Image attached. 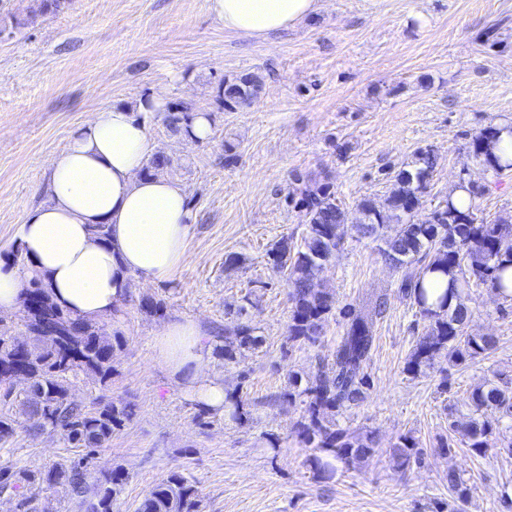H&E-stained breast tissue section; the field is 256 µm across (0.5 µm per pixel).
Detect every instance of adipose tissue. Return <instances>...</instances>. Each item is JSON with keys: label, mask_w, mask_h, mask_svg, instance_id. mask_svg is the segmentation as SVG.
Returning a JSON list of instances; mask_svg holds the SVG:
<instances>
[{"label": "adipose tissue", "mask_w": 512, "mask_h": 512, "mask_svg": "<svg viewBox=\"0 0 512 512\" xmlns=\"http://www.w3.org/2000/svg\"><path fill=\"white\" fill-rule=\"evenodd\" d=\"M225 30L266 37L314 14L318 0H207ZM164 90L135 106L112 104L92 113L48 168L49 201L20 226L25 269H0V315L20 309L31 274H39L53 299L80 316L114 318L131 286L172 280L187 259L195 215L178 181L145 167L156 144L149 114L164 111ZM107 225L108 239L94 228ZM203 329L192 319L168 321L154 338L159 358L205 408L223 412V380L203 372Z\"/></svg>", "instance_id": "ef3b65f1"}]
</instances>
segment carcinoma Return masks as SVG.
<instances>
[{
  "instance_id": "carcinoma-1",
  "label": "carcinoma",
  "mask_w": 512,
  "mask_h": 512,
  "mask_svg": "<svg viewBox=\"0 0 512 512\" xmlns=\"http://www.w3.org/2000/svg\"><path fill=\"white\" fill-rule=\"evenodd\" d=\"M260 89L261 78L255 73L225 79L220 85V103L230 112L248 107ZM196 111L194 102L180 101L168 107L163 121L170 132L179 134ZM497 134L494 125L480 130L471 139L470 152L485 168L500 174L512 171V161H503L492 152L491 143ZM437 164L434 149L419 148L413 160L391 179L384 208L367 198L357 204V231L382 243L379 251L385 261L401 271L400 292L424 321V332L405 366L413 376L440 358L460 367L496 349L493 336L464 334L471 316L467 293L471 285L488 283L497 295L512 301V224L503 217L489 220L482 215L476 199L484 190L462 184L460 188L471 197L467 209L456 208L447 198L433 209L435 221L415 222ZM289 197L296 200L305 233L298 246L286 237L280 238L268 255L273 267L286 276L291 304L287 342L291 350L316 344L328 315L335 309V296L321 287L320 273L336 259L349 217L327 174L294 175ZM389 224L395 225L394 234L386 236L383 229ZM433 273L450 277L451 283L441 295L435 294L425 280ZM451 298L456 299L453 308L448 306ZM386 310L387 297L380 293L369 297L366 305L346 310L343 333L330 361L319 363L305 387L294 378L279 396L282 403L301 405L297 438L310 450L307 462L325 479L333 478L338 463L350 466L378 453L379 443L373 432L340 428L336 417L365 399L375 325ZM20 320L29 335L27 341L18 340L11 328L0 324V370L22 369L29 385L20 411L0 414V440H7L19 429L47 431L59 435L68 447L84 450V454L38 471L0 469V495L16 497L17 512H38L39 491L51 489L62 491L81 512H114L127 475L112 469L93 478L88 460L132 417L134 406L102 398L94 399L91 406L78 403L71 399L70 377L81 373L96 384L107 385L115 371L113 356L120 346L118 336H109L104 324L80 318L55 303L37 274L29 279ZM232 335L234 339L220 347L228 363L236 361L240 350L261 344L255 328L249 325L236 326ZM471 402L475 411L489 410L498 417L449 421L448 438L440 447L449 452L460 442L481 457L495 447L512 456V437H506L502 428L503 420H512V376L493 373L473 389ZM248 415L242 398L231 395L225 417L241 423ZM389 458L393 469L405 474L423 463L424 452L414 436L403 434L390 447ZM448 488L459 501L468 500L470 488L453 471L448 472ZM137 512H199L198 491L174 472L149 491Z\"/></svg>"
}]
</instances>
